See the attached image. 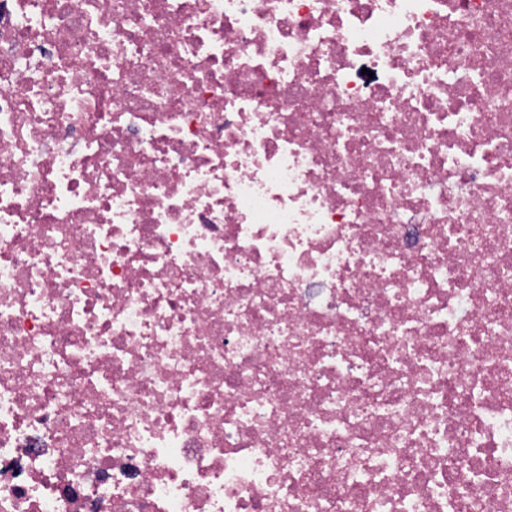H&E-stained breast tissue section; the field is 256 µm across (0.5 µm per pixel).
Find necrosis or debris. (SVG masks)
<instances>
[{
  "label": "necrosis or debris",
  "instance_id": "obj_1",
  "mask_svg": "<svg viewBox=\"0 0 512 512\" xmlns=\"http://www.w3.org/2000/svg\"><path fill=\"white\" fill-rule=\"evenodd\" d=\"M0 512H512V0H0Z\"/></svg>",
  "mask_w": 512,
  "mask_h": 512
}]
</instances>
